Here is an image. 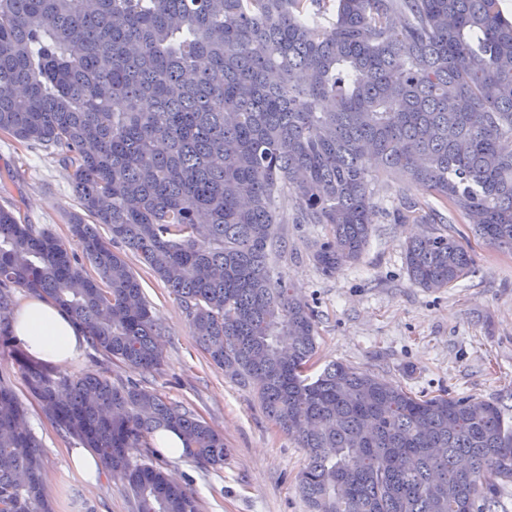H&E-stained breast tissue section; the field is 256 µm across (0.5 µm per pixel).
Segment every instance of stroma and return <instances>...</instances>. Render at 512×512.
Returning <instances> with one entry per match:
<instances>
[{
	"label": "stroma",
	"instance_id": "35a3bbf8",
	"mask_svg": "<svg viewBox=\"0 0 512 512\" xmlns=\"http://www.w3.org/2000/svg\"><path fill=\"white\" fill-rule=\"evenodd\" d=\"M7 173L14 177L8 200L20 223L70 240L72 221L84 214L72 188V167L52 150L0 134V174ZM377 186L371 236L360 259L332 274L313 260L326 236L324 225L297 223L294 206L284 208L287 248L272 271L315 311L319 364L342 362L419 396L445 392L490 399L512 421V251L487 245L466 222L455 223L476 261L474 273L451 288H420L408 276L404 244L431 232L433 218L402 217V203L428 204L433 217H447L448 210L398 174H381ZM121 254L162 329L161 369L145 374L88 346L60 367V374L108 369L113 382L157 390L223 433L228 450L223 465L204 466L185 456L155 458L192 490L198 512H309L298 488L308 464L306 450L266 416L253 386L211 364L165 283L131 250ZM22 356L18 344L0 345V380L24 402L25 425L42 446L51 512H133L131 496L108 472L90 486L72 471L75 442L28 394L18 367Z\"/></svg>",
	"mask_w": 512,
	"mask_h": 512
}]
</instances>
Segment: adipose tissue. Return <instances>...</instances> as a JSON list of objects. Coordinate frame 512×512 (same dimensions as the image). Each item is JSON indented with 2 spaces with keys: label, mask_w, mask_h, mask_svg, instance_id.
Segmentation results:
<instances>
[{
  "label": "adipose tissue",
  "mask_w": 512,
  "mask_h": 512,
  "mask_svg": "<svg viewBox=\"0 0 512 512\" xmlns=\"http://www.w3.org/2000/svg\"><path fill=\"white\" fill-rule=\"evenodd\" d=\"M11 331L31 360L53 367L68 364L86 346L84 328L47 297H29L16 308Z\"/></svg>",
  "instance_id": "adipose-tissue-1"
}]
</instances>
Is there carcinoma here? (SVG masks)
Returning <instances> with one entry per match:
<instances>
[{
	"label": "carcinoma",
	"mask_w": 512,
	"mask_h": 512,
	"mask_svg": "<svg viewBox=\"0 0 512 512\" xmlns=\"http://www.w3.org/2000/svg\"><path fill=\"white\" fill-rule=\"evenodd\" d=\"M0 132L57 150L91 220H75L67 244L0 206L1 344L24 290L68 310L109 359L159 371L161 330L122 244L171 290L212 363L306 448L311 512H490L512 483L496 403L417 397L339 362L310 377L314 311L269 264L288 199L298 223L328 230L323 271L357 260L376 174L392 171L512 250V19L499 0H0ZM404 259L427 290L474 273L446 229L409 241ZM20 369L136 512H198L133 454L170 429L218 466L222 433L106 370ZM23 413L0 384V512H51Z\"/></svg>",
	"instance_id": "carcinoma-1"
}]
</instances>
